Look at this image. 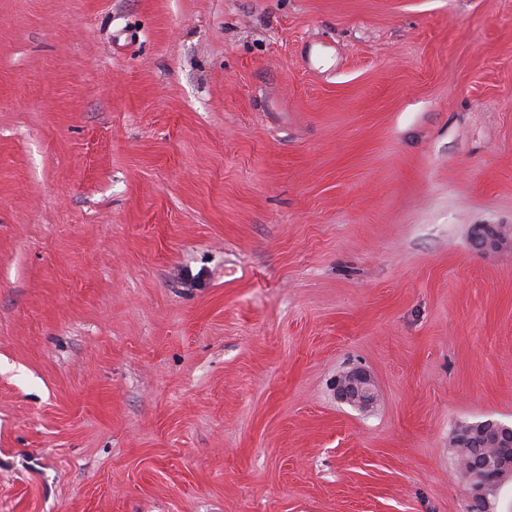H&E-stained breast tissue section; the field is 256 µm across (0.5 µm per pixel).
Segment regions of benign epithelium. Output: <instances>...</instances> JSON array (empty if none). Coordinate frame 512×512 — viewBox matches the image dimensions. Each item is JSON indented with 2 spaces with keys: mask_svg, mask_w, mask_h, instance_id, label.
<instances>
[{
  "mask_svg": "<svg viewBox=\"0 0 512 512\" xmlns=\"http://www.w3.org/2000/svg\"><path fill=\"white\" fill-rule=\"evenodd\" d=\"M508 238V234L499 231L483 230L475 238V244L484 251L497 249ZM336 396L339 400L359 409L371 407L375 401V391L371 375L359 368L340 372L334 382ZM453 447L460 448H493V459L479 462L484 469L479 481L470 485L472 512L488 510L486 490L492 482L500 483L512 476V427L497 423L495 431L484 428L476 433L467 432L460 440H452Z\"/></svg>",
  "mask_w": 512,
  "mask_h": 512,
  "instance_id": "7a95c632",
  "label": "benign epithelium"
}]
</instances>
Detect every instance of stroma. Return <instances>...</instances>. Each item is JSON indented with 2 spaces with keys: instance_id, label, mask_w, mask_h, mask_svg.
<instances>
[{
  "instance_id": "1",
  "label": "stroma",
  "mask_w": 512,
  "mask_h": 512,
  "mask_svg": "<svg viewBox=\"0 0 512 512\" xmlns=\"http://www.w3.org/2000/svg\"><path fill=\"white\" fill-rule=\"evenodd\" d=\"M481 226L512 0H0V512H467ZM339 400L359 409L371 407L375 401V391L371 375L359 368L340 372L334 382Z\"/></svg>"
}]
</instances>
